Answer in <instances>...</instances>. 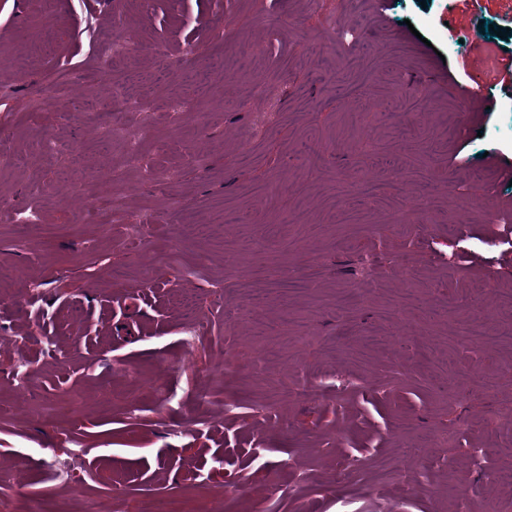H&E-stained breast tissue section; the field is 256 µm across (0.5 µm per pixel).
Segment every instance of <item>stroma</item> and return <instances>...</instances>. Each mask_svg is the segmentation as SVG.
I'll return each instance as SVG.
<instances>
[{
	"label": "stroma",
	"mask_w": 512,
	"mask_h": 512,
	"mask_svg": "<svg viewBox=\"0 0 512 512\" xmlns=\"http://www.w3.org/2000/svg\"><path fill=\"white\" fill-rule=\"evenodd\" d=\"M103 26L143 50L90 85ZM511 59L512 0H0V145L22 159L0 166V292L18 300L0 306V512H139L140 486L172 490L166 512H512V487L485 482L512 466V348L457 334L512 290ZM131 75L145 103L119 118L151 131L135 165L84 114ZM360 167L379 198L356 192ZM103 194L120 208L96 211ZM176 209L234 221L196 237ZM246 286L269 289L259 315L297 368L226 321ZM409 287L447 317L404 308ZM181 296L203 315L193 347ZM422 429L447 447L386 473Z\"/></svg>",
	"instance_id": "obj_1"
}]
</instances>
